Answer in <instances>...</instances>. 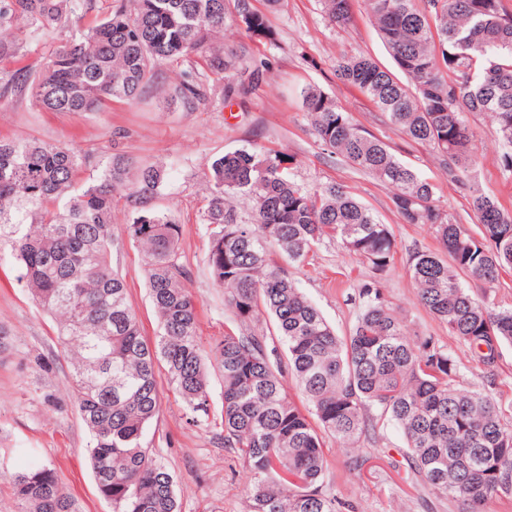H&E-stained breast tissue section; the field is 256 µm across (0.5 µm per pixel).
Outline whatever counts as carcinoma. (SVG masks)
Instances as JSON below:
<instances>
[{
	"mask_svg": "<svg viewBox=\"0 0 512 512\" xmlns=\"http://www.w3.org/2000/svg\"><path fill=\"white\" fill-rule=\"evenodd\" d=\"M332 25L353 21V0H321ZM396 71L361 54L336 61V76L365 96L410 141L428 147L466 196L476 229L443 209L435 187L389 145L359 129L336 98L309 86L301 109L319 145L392 191L406 224H428L444 259L418 251L409 270L417 297L448 334L464 342L491 375L512 346V308L489 302L512 269V210L470 178L477 164L470 115L487 114L512 173V8L506 0H364ZM92 0H0V100L34 97L47 112H102L141 99L158 62L188 66L173 94L191 105L207 88L224 99L252 94L266 63L246 48L224 50V29L269 36L250 0H113L36 64L27 43L53 41L92 11ZM89 154L76 145L0 138V261L9 259L30 295L59 326L71 383L88 434L99 494L112 512H180L175 481L146 443L160 412L156 368L164 366L187 413L209 419V368L223 378L224 447L250 476L248 512H354L325 483L321 433L356 448L379 423L398 426L413 472L460 512H489L512 498V400L460 383L461 370L429 339L410 342L404 319L371 284L349 334L340 336L275 261L304 262L334 238L379 272L394 249L389 225L346 185L306 189L291 158L241 148L209 164L208 267L224 305L248 333H226L208 363L198 339V304L186 283L180 225L150 206L168 179L162 163L106 156L101 174L79 183ZM133 213L128 237L144 254L148 296L159 332L144 339L126 283L112 269L114 191ZM252 202L251 223L235 201ZM482 284L481 293L463 283ZM269 324L285 357L268 349ZM292 376L309 408L285 389ZM16 512H80L55 468L10 475Z\"/></svg>",
	"mask_w": 512,
	"mask_h": 512,
	"instance_id": "1",
	"label": "carcinoma"
}]
</instances>
